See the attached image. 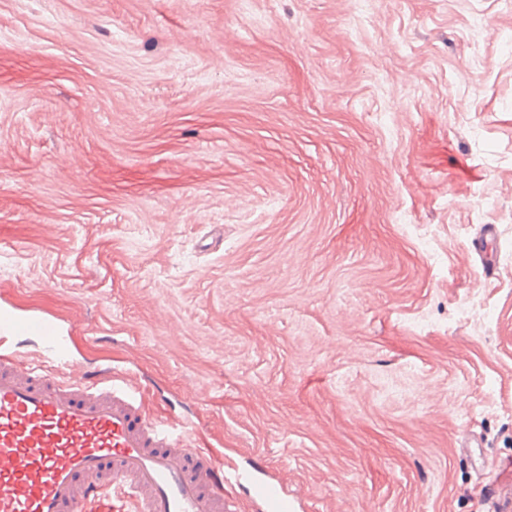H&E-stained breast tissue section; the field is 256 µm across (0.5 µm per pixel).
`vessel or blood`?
I'll use <instances>...</instances> for the list:
<instances>
[{
    "label": "vessel or blood",
    "mask_w": 512,
    "mask_h": 512,
    "mask_svg": "<svg viewBox=\"0 0 512 512\" xmlns=\"http://www.w3.org/2000/svg\"><path fill=\"white\" fill-rule=\"evenodd\" d=\"M40 339L57 362L43 372L12 339ZM60 321L0 307V512H229L225 485L258 512H295L283 488L214 462L184 431L148 416L138 384L103 368L72 376ZM485 500L512 512V486Z\"/></svg>",
    "instance_id": "1"
}]
</instances>
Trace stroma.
Here are the masks:
<instances>
[{"label": "stroma", "mask_w": 512, "mask_h": 512, "mask_svg": "<svg viewBox=\"0 0 512 512\" xmlns=\"http://www.w3.org/2000/svg\"><path fill=\"white\" fill-rule=\"evenodd\" d=\"M249 4L0 0V306L303 512H489L512 0Z\"/></svg>", "instance_id": "stroma-1"}]
</instances>
